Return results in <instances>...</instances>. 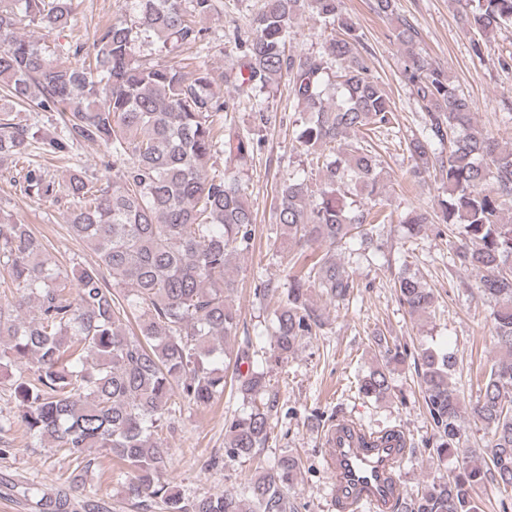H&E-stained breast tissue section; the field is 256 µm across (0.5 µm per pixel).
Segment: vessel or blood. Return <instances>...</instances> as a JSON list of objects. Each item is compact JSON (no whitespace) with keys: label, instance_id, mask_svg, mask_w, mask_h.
Here are the masks:
<instances>
[{"label":"vessel or blood","instance_id":"vessel-or-blood-1","mask_svg":"<svg viewBox=\"0 0 512 512\" xmlns=\"http://www.w3.org/2000/svg\"><path fill=\"white\" fill-rule=\"evenodd\" d=\"M408 445L404 431L370 432L353 420L327 429L325 461L338 512H393L406 496L399 469Z\"/></svg>","mask_w":512,"mask_h":512}]
</instances>
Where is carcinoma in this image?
<instances>
[{"label": "carcinoma", "mask_w": 512, "mask_h": 512, "mask_svg": "<svg viewBox=\"0 0 512 512\" xmlns=\"http://www.w3.org/2000/svg\"><path fill=\"white\" fill-rule=\"evenodd\" d=\"M218 0H125L133 22L116 18L92 45L77 46L75 62H57L41 43L20 33L27 21L47 32L72 20L71 0H0V91L19 102L66 117L67 135L46 145L63 152L87 141L105 148L118 181L103 185L75 171L57 183L27 169L22 192L38 200L60 194L72 200L70 232L98 256L95 267H50L43 238L24 224L0 219V272L12 285L0 301V379L12 381L16 420L0 419V433L22 424L34 438L56 444L80 469L103 451L132 471L129 498L164 512H296L290 489L300 460L283 455L255 473L244 488L187 502L163 479L173 448L163 437L185 404L208 407L234 387L249 410L224 423L225 454L250 458L271 435L277 393L265 373L236 352L226 375L225 340L236 335L241 312L229 257L253 252L256 225L242 175L262 147L261 137L224 134L233 104L223 89L261 91L282 76L308 117L293 140L318 182L295 175L278 190L275 211L281 244L299 249L303 263L288 278L271 323V358L279 363L302 337L322 326L308 301L317 287L329 299L350 301L355 279L336 261L334 247L348 249L359 237L382 236L374 208L388 183L373 140L387 136L395 113L384 88L368 74L357 52L361 34L343 11V0H264L251 35L238 42L241 63L216 82L204 60L196 19L218 11ZM469 28L482 37L512 26V0H462ZM373 11L391 23L403 47L401 76L427 112L425 135L406 143L413 173L436 172L446 185L441 221L453 238L452 261L478 273L475 287L499 301L493 311L496 342L506 357L479 383L470 415L486 425L490 440L479 461L460 447V391L452 382V355L422 349L417 373L437 432L438 461L452 457L457 473L434 482L406 502L404 512H480L476 490L490 482L512 490V145L477 123L472 101L448 74L413 50L414 28L397 13L396 0H373ZM336 30L319 55L293 56L286 45L303 15ZM192 45L179 66L146 65L133 55L136 39ZM335 59V80L328 60ZM35 136L0 114V166L27 154ZM224 157V168L214 158ZM400 223L416 239L429 217L412 211ZM112 276L116 294L101 270ZM400 303L412 316L435 311V296L413 274L394 278ZM376 366L360 380V392H390L401 353L377 338ZM80 484L53 497L34 487L23 494L39 512H69Z\"/></svg>", "instance_id": "1"}]
</instances>
